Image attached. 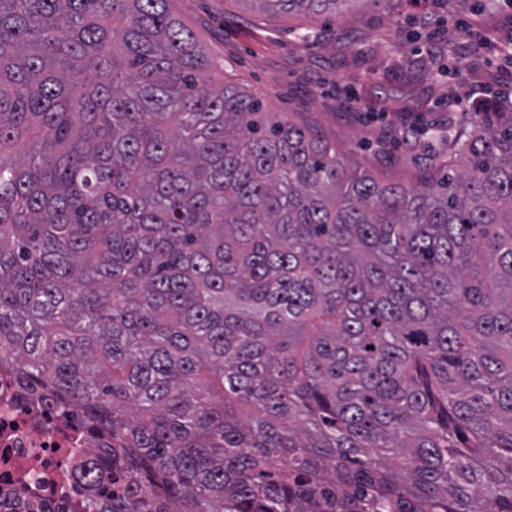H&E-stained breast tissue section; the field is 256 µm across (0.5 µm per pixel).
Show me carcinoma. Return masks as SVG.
<instances>
[{
	"mask_svg": "<svg viewBox=\"0 0 512 512\" xmlns=\"http://www.w3.org/2000/svg\"><path fill=\"white\" fill-rule=\"evenodd\" d=\"M169 2L0 0V368L83 512H512V105L385 182Z\"/></svg>",
	"mask_w": 512,
	"mask_h": 512,
	"instance_id": "1",
	"label": "carcinoma"
}]
</instances>
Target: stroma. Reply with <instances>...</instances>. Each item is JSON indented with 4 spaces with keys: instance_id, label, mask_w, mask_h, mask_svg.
Here are the masks:
<instances>
[{
    "instance_id": "stroma-1",
    "label": "stroma",
    "mask_w": 512,
    "mask_h": 512,
    "mask_svg": "<svg viewBox=\"0 0 512 512\" xmlns=\"http://www.w3.org/2000/svg\"><path fill=\"white\" fill-rule=\"evenodd\" d=\"M231 81L336 145L349 165L411 186L446 153L449 136L465 137L474 113L457 98L512 94V64L477 32L512 36L506 0H363L336 20L270 15L245 0H172ZM418 28L445 58L463 65L432 77L430 62L405 39Z\"/></svg>"
}]
</instances>
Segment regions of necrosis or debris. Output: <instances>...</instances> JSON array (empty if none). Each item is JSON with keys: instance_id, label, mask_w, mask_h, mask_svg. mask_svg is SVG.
I'll list each match as a JSON object with an SVG mask.
<instances>
[{"instance_id": "4bbe7bcc", "label": "necrosis or debris", "mask_w": 512, "mask_h": 512, "mask_svg": "<svg viewBox=\"0 0 512 512\" xmlns=\"http://www.w3.org/2000/svg\"><path fill=\"white\" fill-rule=\"evenodd\" d=\"M96 438L76 416L22 400L9 370H0V490L10 500L50 503L53 512H76L74 466L92 455Z\"/></svg>"}]
</instances>
